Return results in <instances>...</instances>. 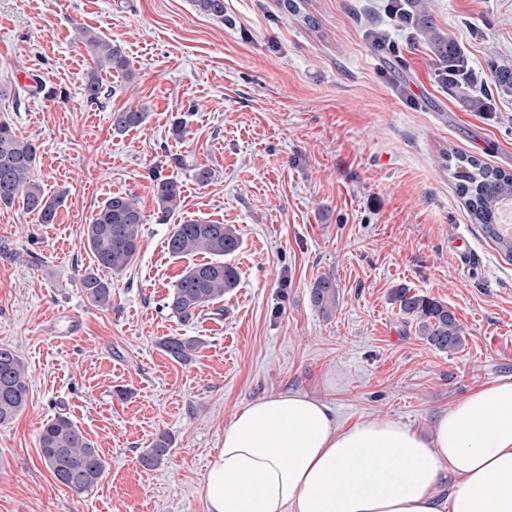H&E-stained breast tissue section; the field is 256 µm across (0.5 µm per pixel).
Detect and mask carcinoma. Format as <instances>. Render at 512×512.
<instances>
[{"instance_id":"carcinoma-1","label":"carcinoma","mask_w":512,"mask_h":512,"mask_svg":"<svg viewBox=\"0 0 512 512\" xmlns=\"http://www.w3.org/2000/svg\"><path fill=\"white\" fill-rule=\"evenodd\" d=\"M198 9L215 18H224V0H195ZM77 40L90 58L85 83V96L91 103L103 95V74L114 71L127 78L131 75L129 62L122 49L99 33L79 29ZM431 44L439 61L457 72L468 69V62L460 47L437 35ZM496 86L504 91L512 89V68L506 64L492 66ZM148 112L144 106L127 107L112 112V129L125 133L140 127ZM38 148L35 143L17 135L13 127L0 121V207H11L15 202L35 215L41 224L54 223L63 207L66 192L47 193L32 180ZM444 167L457 180L456 192L484 235L506 257H512V235L500 232L497 220L498 206L512 199V173L489 166L475 156L452 152L444 153ZM156 179L157 207L161 220H169L179 209L181 190L173 177ZM145 223L143 211L131 194H116L97 208L85 227V248L97 265L80 276V287L86 300L97 307L112 306V280L99 272L123 271L135 258L139 249V235ZM240 241L233 227L214 224L204 219L187 220L175 224L167 238L166 248L176 258L198 254L210 260L186 268L172 285L163 308L181 321H189L201 309L222 299L238 283L236 268L224 262V257L239 248ZM311 302L325 316L336 310V281L330 276L318 278L311 287ZM391 301L399 313L416 323L418 334L435 350L452 354L463 343L460 324L448 304L411 292L401 285L392 289ZM196 336H165L159 341L162 351L173 361L188 363L200 349ZM29 374L22 358L14 349L0 347V426L9 424L27 404ZM41 458L49 473L63 486L77 494L89 493L98 487L107 465L94 442L65 413H57L39 431ZM172 438L163 432L140 457L141 465L155 468L163 463Z\"/></svg>"}]
</instances>
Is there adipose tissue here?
I'll list each match as a JSON object with an SVG mask.
<instances>
[{
  "label": "adipose tissue",
  "instance_id": "ef3b65f1",
  "mask_svg": "<svg viewBox=\"0 0 512 512\" xmlns=\"http://www.w3.org/2000/svg\"><path fill=\"white\" fill-rule=\"evenodd\" d=\"M203 492L208 512H512V380L441 413L427 438L391 418L342 426L303 392L252 401Z\"/></svg>",
  "mask_w": 512,
  "mask_h": 512
}]
</instances>
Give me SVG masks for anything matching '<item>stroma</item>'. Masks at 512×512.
Segmentation results:
<instances>
[{
  "label": "stroma",
  "mask_w": 512,
  "mask_h": 512,
  "mask_svg": "<svg viewBox=\"0 0 512 512\" xmlns=\"http://www.w3.org/2000/svg\"><path fill=\"white\" fill-rule=\"evenodd\" d=\"M297 2L293 15L283 0H224L218 20L194 0H0V88L22 91L0 98V121L38 146L34 181L67 193L51 224L0 208V346L30 376L27 407L0 426V512H206L208 464L251 401L300 391L343 425L392 418L426 435L473 390L512 379V260L470 220L441 160L458 151L512 171V94L491 73L512 62V0L420 2L464 50L483 86L478 111L437 82L431 44L384 0ZM79 25L120 46L132 70L106 77L96 104ZM376 30L397 51L379 49ZM139 104L146 122L115 133L112 112ZM157 173L182 188L168 225ZM125 193L145 222L102 309L79 285L92 265L84 226ZM197 217L235 229L239 279L183 322L162 305L193 260L165 245L172 223ZM325 274L338 289L328 318L310 301ZM401 285L448 304L459 351L420 338L390 300ZM175 335L201 339L190 363L160 349ZM59 412L107 461L92 492L61 485L41 459L39 431ZM162 432L166 460L143 467Z\"/></svg>",
  "instance_id": "stroma-1"
}]
</instances>
